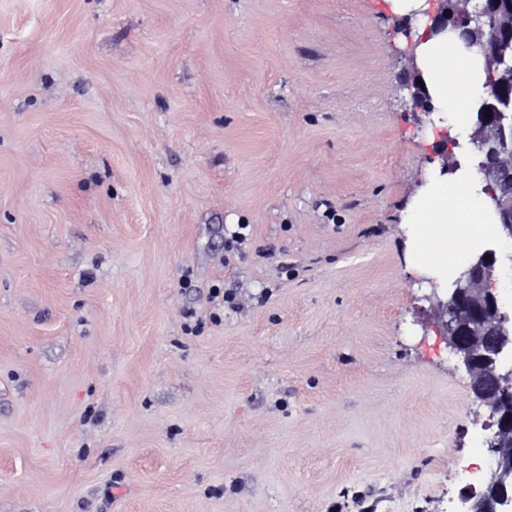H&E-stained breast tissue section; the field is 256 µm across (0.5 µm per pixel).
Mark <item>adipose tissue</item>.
Masks as SVG:
<instances>
[{
    "label": "adipose tissue",
    "instance_id": "adipose-tissue-1",
    "mask_svg": "<svg viewBox=\"0 0 512 512\" xmlns=\"http://www.w3.org/2000/svg\"><path fill=\"white\" fill-rule=\"evenodd\" d=\"M398 15L419 18L415 32V65L435 112L446 120L451 133L466 134L475 99L487 92V73L483 57L463 50L456 35L431 34L427 0H389ZM408 212L418 226L421 255H429L433 246L448 242L452 224H492L496 215L482 182L465 171L454 176L443 174L426 181Z\"/></svg>",
    "mask_w": 512,
    "mask_h": 512
}]
</instances>
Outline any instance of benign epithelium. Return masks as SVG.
Listing matches in <instances>:
<instances>
[{
  "instance_id": "1",
  "label": "benign epithelium",
  "mask_w": 512,
  "mask_h": 512,
  "mask_svg": "<svg viewBox=\"0 0 512 512\" xmlns=\"http://www.w3.org/2000/svg\"><path fill=\"white\" fill-rule=\"evenodd\" d=\"M437 31L453 29L472 44L488 39L485 55L492 86L483 101L471 144L480 155L478 175L488 182L499 221V237L512 242V0H438ZM497 253L471 259L444 295L432 293V315L448 350L470 379L471 391L495 426L486 438L493 463L479 489L461 497L459 512H512V318L494 291Z\"/></svg>"
}]
</instances>
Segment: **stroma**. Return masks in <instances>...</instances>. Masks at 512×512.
I'll return each mask as SVG.
<instances>
[{"label": "stroma", "instance_id": "1", "mask_svg": "<svg viewBox=\"0 0 512 512\" xmlns=\"http://www.w3.org/2000/svg\"><path fill=\"white\" fill-rule=\"evenodd\" d=\"M407 26L0 0V512H452L489 418L406 209L477 156L406 107Z\"/></svg>", "mask_w": 512, "mask_h": 512}]
</instances>
